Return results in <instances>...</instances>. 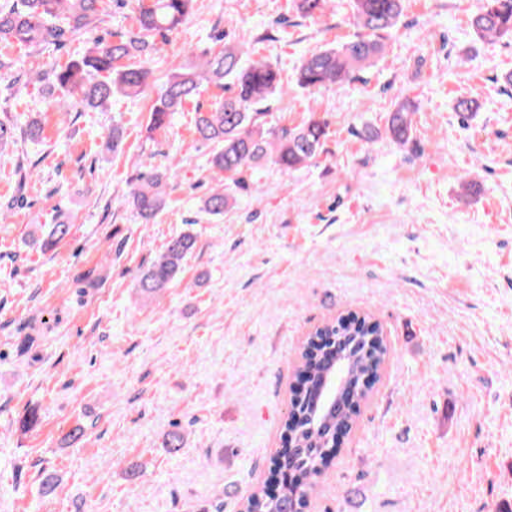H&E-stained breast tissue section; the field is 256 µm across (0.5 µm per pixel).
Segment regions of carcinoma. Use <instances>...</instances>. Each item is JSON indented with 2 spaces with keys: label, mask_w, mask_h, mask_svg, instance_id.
<instances>
[{
  "label": "carcinoma",
  "mask_w": 512,
  "mask_h": 512,
  "mask_svg": "<svg viewBox=\"0 0 512 512\" xmlns=\"http://www.w3.org/2000/svg\"><path fill=\"white\" fill-rule=\"evenodd\" d=\"M137 30L116 39L96 38L88 52L63 67H53L46 76L60 92L50 106L68 112L79 106L95 109L115 95L152 98L147 130H161L184 105L196 98L203 83L224 90L212 110L197 112L194 125L196 140L213 146L210 168L224 174V189L210 193L201 209L218 218L234 192L247 187L244 172L271 159L282 170L290 171L316 160L323 152L329 135L324 119L310 116L299 125L269 126L270 113L262 104L282 90L279 69L266 61L245 60L246 52L235 46L206 54L197 66H179L167 79L153 87L149 71L132 67L133 57H151L156 51L151 36L163 39L176 33L187 20L193 0H134ZM329 0H296V9L304 17L321 15ZM352 8L362 33L340 46L320 49L306 56L299 67L297 85L307 91L342 87L357 73L369 67L385 49V42L403 14V0H352ZM103 10V0H0V44L40 46L61 43L73 36L93 30ZM475 32L481 37L512 38V0H484L473 19ZM413 102H398L388 113L386 135L399 146L411 141ZM16 142L14 124L0 121V153ZM171 177L167 169L152 168L133 179L128 204L142 223L149 224L162 211L164 188ZM71 233L64 222L49 225L42 248L48 249ZM196 236L182 232L170 237L163 250L137 278L141 294L151 296L174 281L184 261L193 254ZM330 336L344 343V355L351 384L360 389L359 400L367 393L361 388L372 386L388 354L382 326L365 316L349 314L317 328L303 345V370L317 368L313 360L325 346L314 343L316 336ZM292 417L284 422V433L291 435L299 451L298 468L309 476L326 467L336 434H347L355 423L356 411L330 413L320 426L315 396L291 399ZM246 512H282L278 502L264 490L249 495Z\"/></svg>",
  "instance_id": "1"
}]
</instances>
